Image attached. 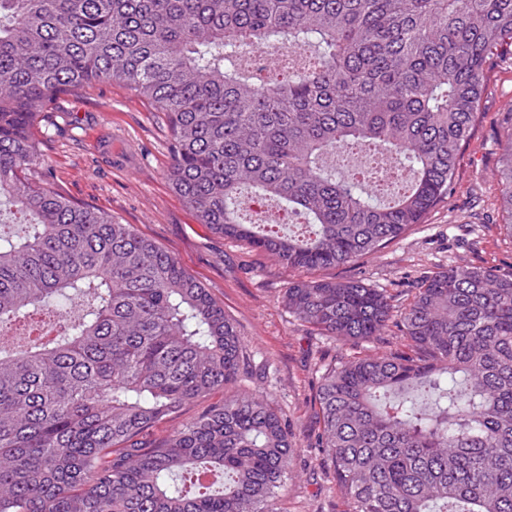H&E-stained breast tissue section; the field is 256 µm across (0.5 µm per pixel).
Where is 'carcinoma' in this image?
Masks as SVG:
<instances>
[{
	"label": "carcinoma",
	"mask_w": 512,
	"mask_h": 512,
	"mask_svg": "<svg viewBox=\"0 0 512 512\" xmlns=\"http://www.w3.org/2000/svg\"><path fill=\"white\" fill-rule=\"evenodd\" d=\"M317 51L259 85L246 48ZM512 0H0V339L50 302L92 304L0 355V512H276L294 443L244 372L237 326L176 257L38 172L43 117L102 79L163 113L168 178L198 223L288 270L349 264L445 203L481 120ZM408 173L380 199L328 159ZM512 237V126L497 173ZM302 222H249L239 199ZM289 311L357 342L407 344L325 369L319 447L342 512H512V274L454 265L403 307L356 281L288 283ZM218 390L161 442L144 434Z\"/></svg>",
	"instance_id": "cac0c4a2"
}]
</instances>
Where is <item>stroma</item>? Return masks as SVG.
<instances>
[{
	"label": "stroma",
	"mask_w": 512,
	"mask_h": 512,
	"mask_svg": "<svg viewBox=\"0 0 512 512\" xmlns=\"http://www.w3.org/2000/svg\"><path fill=\"white\" fill-rule=\"evenodd\" d=\"M482 110L445 204L377 253L310 273L285 270L270 255L197 223L167 177L170 133L162 114L126 86L96 81L50 106L42 147L50 182L174 254L239 328L253 372L234 389L263 395L280 409L295 442L277 512H341L333 470L316 446L321 372L341 358L383 353L401 342L393 328L358 343L319 335L289 313V282L313 276L358 281L403 305L424 277L451 265L512 273V238L502 230L496 180L512 110V55L489 63Z\"/></svg>",
	"instance_id": "stroma-1"
}]
</instances>
